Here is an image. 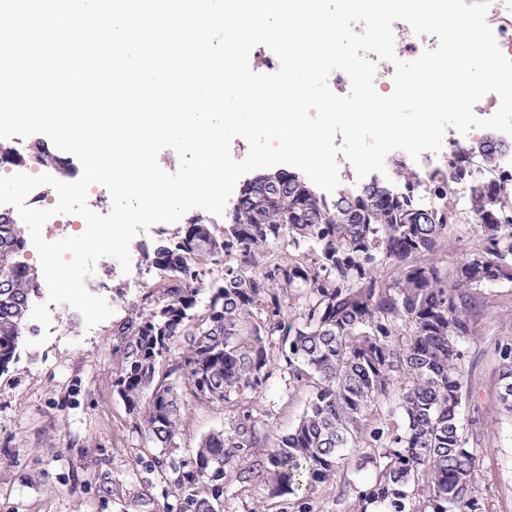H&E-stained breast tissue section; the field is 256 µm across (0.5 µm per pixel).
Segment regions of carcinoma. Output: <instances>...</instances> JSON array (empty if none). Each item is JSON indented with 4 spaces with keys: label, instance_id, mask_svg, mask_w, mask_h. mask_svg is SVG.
<instances>
[{
    "label": "carcinoma",
    "instance_id": "obj_1",
    "mask_svg": "<svg viewBox=\"0 0 512 512\" xmlns=\"http://www.w3.org/2000/svg\"><path fill=\"white\" fill-rule=\"evenodd\" d=\"M508 150L493 135L439 167L397 157L398 185L342 184L331 196L295 172L258 174L227 223L200 216L152 249L137 245L155 278L112 346L114 390L163 448L182 434L181 390L236 409L192 456L153 457L180 512H217L228 481L303 495L348 448L384 460L356 512H481L459 419L461 342L473 335L467 299L512 284V170L498 163ZM453 224L472 225L474 242L450 271L440 252ZM28 249L21 224L0 211V374L19 361L41 295ZM497 350L512 413V346ZM277 374L287 390L310 388L285 435L248 404ZM389 397L400 424L374 411Z\"/></svg>",
    "mask_w": 512,
    "mask_h": 512
}]
</instances>
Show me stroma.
I'll return each mask as SVG.
<instances>
[{
  "label": "stroma",
  "instance_id": "obj_1",
  "mask_svg": "<svg viewBox=\"0 0 512 512\" xmlns=\"http://www.w3.org/2000/svg\"><path fill=\"white\" fill-rule=\"evenodd\" d=\"M129 288L124 300L111 301L112 315L86 328L82 315L61 305L49 326L35 325L33 346H21L18 363L0 375V512H136L141 498L159 512L174 497L152 466L137 414L129 411L112 386L117 360L113 331L140 301ZM488 303L470 308L475 330L462 349L464 386L461 418L472 431L477 456L475 490L483 512H512V413L500 399L496 347L512 342V285L488 292ZM254 397L257 411L274 409V428L290 431L309 400V389ZM231 409L223 404L184 405L183 433L169 454L185 458L209 433L228 426ZM382 462L365 449H350L330 479L305 500L273 498L266 486L228 483L226 512H355L357 493L375 480Z\"/></svg>",
  "mask_w": 512,
  "mask_h": 512
}]
</instances>
